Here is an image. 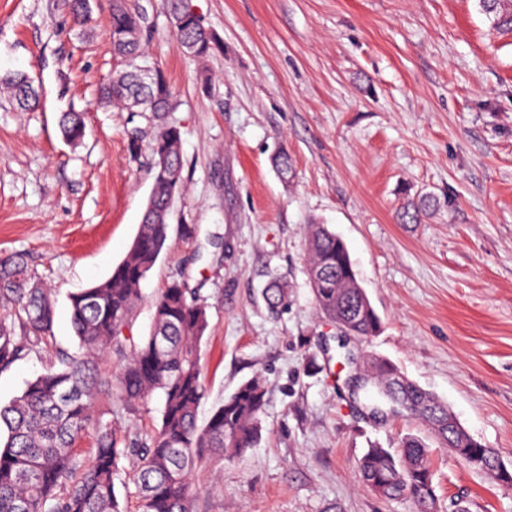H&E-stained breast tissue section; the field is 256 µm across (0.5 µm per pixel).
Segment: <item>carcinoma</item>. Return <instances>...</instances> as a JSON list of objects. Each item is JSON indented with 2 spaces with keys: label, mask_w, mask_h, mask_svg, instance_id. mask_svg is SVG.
Segmentation results:
<instances>
[{
  "label": "carcinoma",
  "mask_w": 512,
  "mask_h": 512,
  "mask_svg": "<svg viewBox=\"0 0 512 512\" xmlns=\"http://www.w3.org/2000/svg\"><path fill=\"white\" fill-rule=\"evenodd\" d=\"M171 26L183 51L207 57L218 38L189 11L186 0H165ZM483 11L498 28L512 29V0H481ZM143 16L127 0H112L109 38L125 67L100 88L106 103L140 101V111L161 121L154 139L153 186L138 232L123 259L105 280L70 296L71 322L79 352H58L45 371L27 383L21 395L0 404V512H122L115 480L128 475L137 512H196L193 476L215 455L234 458L256 446L266 387L254 376L198 424L206 395L200 346L209 328L208 305L199 290L173 280L152 300L149 333H131L136 308L143 301L142 283L166 247L172 200L183 186L180 131L163 122L173 111V92L161 69L147 87L137 80ZM22 109L35 105L33 79L25 73L0 78ZM61 131L70 141L84 135L82 115L66 112ZM307 272L315 305L338 325L352 324L354 335H376L381 320L359 284L345 242L324 224L308 225ZM263 298L275 311L288 298V286L272 281ZM0 372L37 349L54 347V304L50 289L36 276L27 258H0ZM119 358L112 372L99 361ZM366 389L355 393L369 410L386 403L396 416L427 426L439 448L448 449L473 470L495 481L512 482V473L496 468L498 454L451 425L448 407L405 376L389 360L372 357L363 374ZM163 405L157 428L133 440L120 441L112 422L94 417L103 396L129 414L139 411L155 393ZM96 427V451L84 465L77 445L90 425ZM400 454L373 445L358 464L360 479L385 499H408L415 512H431L435 489L428 445L408 434ZM129 467H124L123 462Z\"/></svg>",
  "instance_id": "obj_1"
}]
</instances>
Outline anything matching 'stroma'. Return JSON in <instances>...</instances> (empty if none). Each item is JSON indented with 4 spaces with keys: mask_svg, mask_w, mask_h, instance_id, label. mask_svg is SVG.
I'll list each match as a JSON object with an SVG mask.
<instances>
[{
    "mask_svg": "<svg viewBox=\"0 0 512 512\" xmlns=\"http://www.w3.org/2000/svg\"><path fill=\"white\" fill-rule=\"evenodd\" d=\"M144 16L138 63L175 92L184 185L168 247L143 283L132 333L179 279L199 289L206 422L237 386L263 377L258 444L194 476L197 512H412L365 487L371 444L424 435L411 418L378 421L351 397L342 354L374 355L446 402L512 471V31L479 0H187L218 47L185 54L162 0ZM110 0L75 19L70 0H0V76L22 70L38 103L0 95V256L24 254L55 300L57 349L77 350L71 294L107 278L131 245L153 183L149 112L100 104L123 68L108 37ZM82 113L77 144L61 113ZM286 149L291 178L271 157ZM430 206L403 221L413 203ZM345 242L382 323L340 349L306 271L308 225ZM286 281L273 313L261 293ZM31 353L0 372V403L41 374ZM120 439L160 421L99 402ZM440 512H512V488L431 447Z\"/></svg>",
    "mask_w": 512,
    "mask_h": 512,
    "instance_id": "stroma-1",
    "label": "stroma"
}]
</instances>
